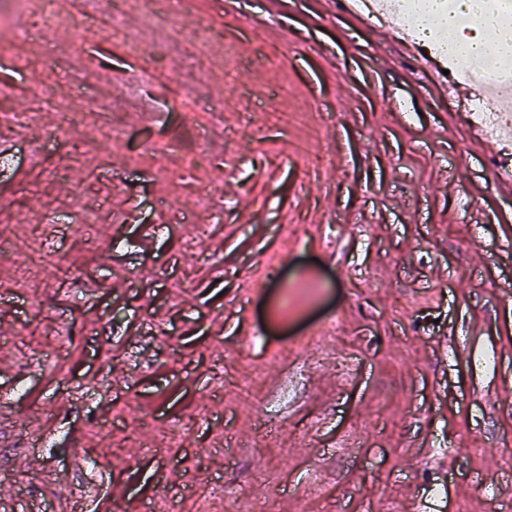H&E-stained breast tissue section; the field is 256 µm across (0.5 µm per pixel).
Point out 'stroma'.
I'll return each instance as SVG.
<instances>
[{
	"label": "stroma",
	"instance_id": "35a3bbf8",
	"mask_svg": "<svg viewBox=\"0 0 512 512\" xmlns=\"http://www.w3.org/2000/svg\"><path fill=\"white\" fill-rule=\"evenodd\" d=\"M112 2L54 0L61 27L27 39L29 15L0 24V107L32 116L0 133V512H198L204 494L224 512L229 492L249 512H512V157L471 137L468 86L436 88L425 55L340 0H193L179 22L211 36L197 77L136 0L121 10L146 54L129 57ZM50 46L64 68L38 64ZM283 86L287 125L243 121V99ZM116 112L127 139L107 150ZM196 145L216 163L160 168ZM85 201L102 224L76 227ZM33 250L76 280L21 273ZM330 317L339 335L316 340Z\"/></svg>",
	"mask_w": 512,
	"mask_h": 512
}]
</instances>
